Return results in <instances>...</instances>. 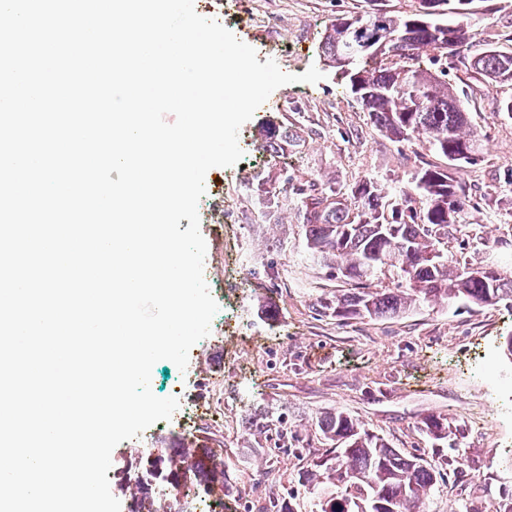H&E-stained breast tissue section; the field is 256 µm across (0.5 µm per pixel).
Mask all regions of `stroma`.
<instances>
[{
	"label": "stroma",
	"mask_w": 512,
	"mask_h": 512,
	"mask_svg": "<svg viewBox=\"0 0 512 512\" xmlns=\"http://www.w3.org/2000/svg\"><path fill=\"white\" fill-rule=\"evenodd\" d=\"M259 11L224 0V25L253 47L259 62L274 59L291 74L317 68L318 83L277 88L240 129L243 158L211 168L210 192L222 196L238 226L234 272L242 290L224 281L226 243L213 225L201 224L210 258L213 296L229 319L225 333L195 346V363L215 390L216 421H201L197 439L223 455L241 478L232 493L214 486L210 504L223 512H262L270 498L305 512L302 486L311 455L325 453L317 430L323 413H350L404 453L431 456L418 431L426 414H443L462 431L456 456L463 477L444 476L427 512H465L512 498V362L499 344L512 334V308L472 310L435 304L420 312L347 327L320 315L319 296L335 289L324 271L302 262L300 229L290 208L258 190L259 179L318 178L353 183L366 177L383 189L408 181L418 162L443 165L422 144L397 143L380 132L352 96L345 79L319 49L326 27L338 17H364L373 7L406 15L419 0H262ZM467 9L474 49L512 51V0H471ZM449 83L463 90L470 126L485 138L477 164L456 177L476 190L472 230L489 239L512 238V119L499 112L512 99V84H499L458 68ZM291 127L296 149L271 157L261 139L267 126ZM287 270L269 282L264 264ZM269 301L279 319L257 316ZM383 395H376V388Z\"/></svg>",
	"instance_id": "stroma-1"
}]
</instances>
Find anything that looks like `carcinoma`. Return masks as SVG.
I'll use <instances>...</instances> for the list:
<instances>
[{
	"instance_id": "1",
	"label": "carcinoma",
	"mask_w": 512,
	"mask_h": 512,
	"mask_svg": "<svg viewBox=\"0 0 512 512\" xmlns=\"http://www.w3.org/2000/svg\"><path fill=\"white\" fill-rule=\"evenodd\" d=\"M420 0L405 16L376 9L366 17L338 18L322 42L324 59L346 79L370 122L397 142L417 140L443 156L446 165L422 164L393 194L377 182L347 186L316 178L285 180L303 240L302 258L342 288L316 300L318 311L341 325L386 319L436 301L471 309L512 307V266L500 256L512 240L493 243L464 234L472 192L451 171L475 164L484 144L469 126L464 95L448 84V58L492 81L512 83V53L487 47L466 52L469 24L446 19L451 2ZM350 57L348 63L341 62ZM298 136L275 127L267 147L279 152ZM458 254L448 256V244ZM484 251L478 263L471 251ZM330 451L305 473L309 512H425V501L446 468L463 474L461 459L442 448L461 436L447 417L428 414L419 431L435 448L430 458L405 454L344 411L318 421ZM145 475L176 492L188 485L231 484L224 457L187 440L161 449Z\"/></svg>"
}]
</instances>
